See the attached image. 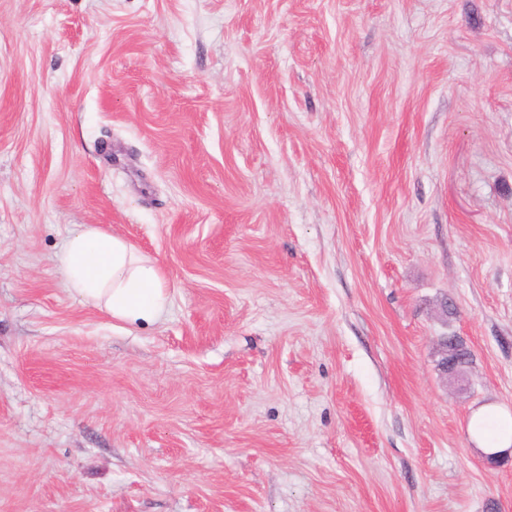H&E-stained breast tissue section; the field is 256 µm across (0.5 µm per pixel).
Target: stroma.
I'll return each mask as SVG.
<instances>
[{
    "label": "stroma",
    "instance_id": "35a3bbf8",
    "mask_svg": "<svg viewBox=\"0 0 512 512\" xmlns=\"http://www.w3.org/2000/svg\"><path fill=\"white\" fill-rule=\"evenodd\" d=\"M87 225L157 322L67 289ZM485 406L512 0H0V512H512ZM55 260L66 287L112 319L153 323L165 311L160 270L120 237L85 226L66 239ZM471 436L479 448L488 453L485 457L488 463H495L498 456L495 451L499 448L512 446V414L495 408H483L473 414L470 424Z\"/></svg>",
    "mask_w": 512,
    "mask_h": 512
}]
</instances>
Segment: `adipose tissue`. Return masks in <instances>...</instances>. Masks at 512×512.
<instances>
[{
  "instance_id": "ef3b65f1",
  "label": "adipose tissue",
  "mask_w": 512,
  "mask_h": 512,
  "mask_svg": "<svg viewBox=\"0 0 512 512\" xmlns=\"http://www.w3.org/2000/svg\"><path fill=\"white\" fill-rule=\"evenodd\" d=\"M67 288L112 319L131 325L157 321L166 307L158 267L125 240L93 226L71 234L56 256ZM470 433L480 448L512 446V415L495 408L474 413Z\"/></svg>"
}]
</instances>
